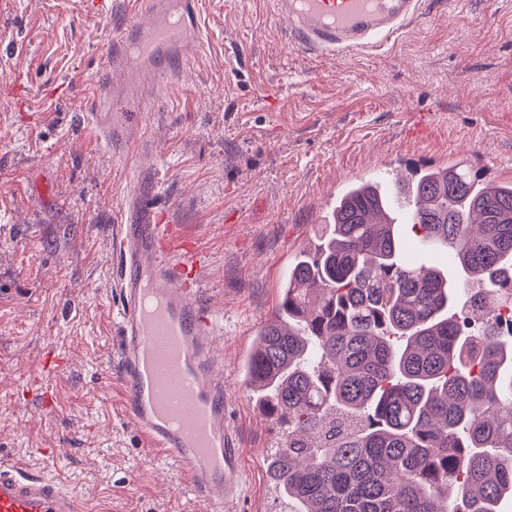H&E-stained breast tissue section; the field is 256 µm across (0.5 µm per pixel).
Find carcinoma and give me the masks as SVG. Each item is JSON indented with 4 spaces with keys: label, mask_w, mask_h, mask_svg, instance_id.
I'll use <instances>...</instances> for the list:
<instances>
[{
    "label": "carcinoma",
    "mask_w": 512,
    "mask_h": 512,
    "mask_svg": "<svg viewBox=\"0 0 512 512\" xmlns=\"http://www.w3.org/2000/svg\"><path fill=\"white\" fill-rule=\"evenodd\" d=\"M440 249L470 288L413 257ZM512 183L348 186L246 364L288 419L282 512H501L512 499Z\"/></svg>",
    "instance_id": "cac0c4a2"
}]
</instances>
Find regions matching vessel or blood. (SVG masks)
Instances as JSON below:
<instances>
[{
	"mask_svg": "<svg viewBox=\"0 0 512 512\" xmlns=\"http://www.w3.org/2000/svg\"><path fill=\"white\" fill-rule=\"evenodd\" d=\"M201 0H137L145 22L113 34L108 72L87 120L106 145L128 142L140 120L111 73L134 76L142 96L179 75L201 40ZM291 44L321 55L376 47L420 13L421 0H275ZM119 225L113 279L118 288L121 416L160 458L173 462L205 512H228L239 457L228 424L219 313L203 302L195 239L170 223L150 194L129 200ZM0 512H89L79 493L20 459L0 458Z\"/></svg>",
	"mask_w": 512,
	"mask_h": 512,
	"instance_id": "b4317fda",
	"label": "vessel or blood"
}]
</instances>
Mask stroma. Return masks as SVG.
<instances>
[{"mask_svg":"<svg viewBox=\"0 0 512 512\" xmlns=\"http://www.w3.org/2000/svg\"><path fill=\"white\" fill-rule=\"evenodd\" d=\"M83 0H0V457L23 458L105 512H202L186 479L120 417L112 238L153 192L204 254V298L240 450L236 512H278L282 428L245 382L288 267L350 184L456 164L512 181V0H424L383 47L290 45L273 0H202V46L113 153L84 131L113 31ZM39 380L53 395L18 398Z\"/></svg>","mask_w":512,"mask_h":512,"instance_id":"obj_1","label":"stroma"}]
</instances>
